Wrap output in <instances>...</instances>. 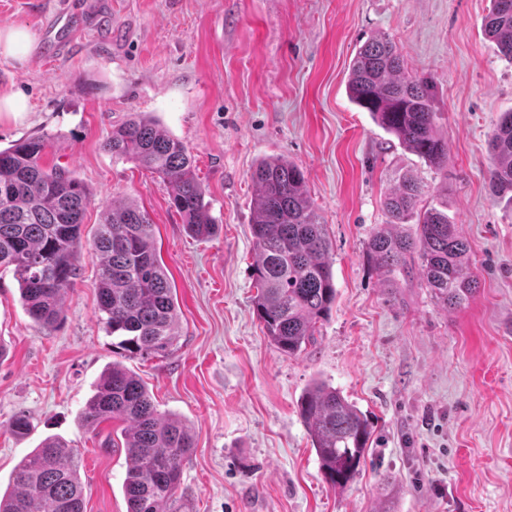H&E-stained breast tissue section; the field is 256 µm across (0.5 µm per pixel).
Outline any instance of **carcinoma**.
Listing matches in <instances>:
<instances>
[{
  "mask_svg": "<svg viewBox=\"0 0 512 512\" xmlns=\"http://www.w3.org/2000/svg\"><path fill=\"white\" fill-rule=\"evenodd\" d=\"M484 32L512 61V0H491ZM351 99L419 157L439 165L447 143L436 135L428 84L410 74L386 37L358 51L348 82ZM48 142L19 140L0 151V268L12 271L25 312L42 326L61 319L68 293L80 276L90 193L65 166L47 165ZM112 156L134 163L165 184L188 232L209 237L215 229L206 189L194 157L178 138L138 115L112 127L104 143ZM491 195L512 206V112L489 139ZM256 186L251 216L254 307L272 345L296 357L316 340L336 302L333 246L311 201L303 171L282 158L263 159L251 173ZM423 187L410 178L384 202L387 229L366 246L379 276L418 264L425 287L446 307L461 305L476 290L469 246L448 215L418 208ZM416 220L413 234L396 230ZM97 255L100 321L130 358L166 356L176 344L174 291L159 260L153 224L132 199L112 201L89 243ZM299 410L326 481L343 488L359 474L371 434L368 419L337 389L313 382ZM88 427L126 424L123 483L127 512H192L180 492L183 463L195 448L189 427L162 414L141 378L112 364L86 402ZM79 461L68 444L45 439L17 465L12 491L0 496V512H85Z\"/></svg>",
  "mask_w": 512,
  "mask_h": 512,
  "instance_id": "1",
  "label": "carcinoma"
}]
</instances>
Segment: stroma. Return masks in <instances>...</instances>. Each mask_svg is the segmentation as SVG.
<instances>
[{
	"label": "stroma",
	"mask_w": 512,
	"mask_h": 512,
	"mask_svg": "<svg viewBox=\"0 0 512 512\" xmlns=\"http://www.w3.org/2000/svg\"><path fill=\"white\" fill-rule=\"evenodd\" d=\"M68 0H0V27H27ZM490 0H83L65 52L0 57V94L30 106L0 122V149L45 137V161L74 170L91 194L90 241L112 200L128 197L154 226L175 286L172 354L125 361L159 412L190 427L181 489L194 512H512V211L489 195L488 141L512 111V63L482 22ZM387 36L431 86L448 157L433 166L386 132L347 92L368 39ZM153 117L195 158L216 231L191 237L161 179L104 148L113 126ZM299 166L334 246L336 303L314 345L281 355L253 306L251 172L264 158ZM424 187L470 247L477 289L460 307L418 272L376 275L366 243L386 222L402 178ZM97 259L60 325L23 309L0 269V493L48 437L79 460L87 512H127L121 421L89 428L81 412L121 359L99 321ZM340 390L372 426L356 479L326 482L299 413L303 391ZM25 413L26 436L10 430Z\"/></svg>",
	"instance_id": "35a3bbf8"
}]
</instances>
